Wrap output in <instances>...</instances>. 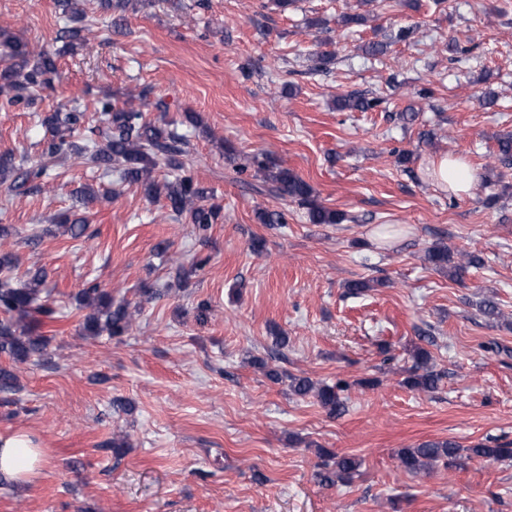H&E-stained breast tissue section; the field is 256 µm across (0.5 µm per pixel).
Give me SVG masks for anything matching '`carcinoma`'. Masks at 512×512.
<instances>
[{
    "label": "carcinoma",
    "mask_w": 512,
    "mask_h": 512,
    "mask_svg": "<svg viewBox=\"0 0 512 512\" xmlns=\"http://www.w3.org/2000/svg\"><path fill=\"white\" fill-rule=\"evenodd\" d=\"M61 13L76 22L72 27L60 31L59 39L63 49L72 51L87 46L82 38V28L77 26L84 18L77 11L74 0H56ZM0 93L11 94L9 103L31 108L37 100V93L49 87L57 74L56 55L31 46L20 35L7 28H0ZM143 93H130L120 103L109 98L94 102L96 125L89 128L90 143L81 145L73 140L74 133L87 123V107L74 106L56 110L38 119L46 128L39 165H30L13 153H0V185L18 195L27 194L40 186L50 176L55 162L73 158L84 165L116 171L121 179L138 183L146 195L161 201L176 215L186 216L198 231L205 232L217 222L220 208L203 204L204 189L198 187L190 169L179 160L185 153L186 141L174 129L162 128L147 120L144 111ZM379 100L361 96L343 99L341 108L366 112L377 107ZM496 160L503 166H512V134H506L497 141ZM176 169L178 174L171 180L158 181L154 177L160 159ZM255 172L260 174L268 191L278 197H289L307 209L309 221L313 224H339L344 216L317 202L312 187L290 169L264 157L251 160ZM64 232L79 238L86 231V220L79 217L60 222ZM427 260L438 269H448L453 279H461L470 267L481 265V259L468 254L466 258L453 261L448 247L435 245L428 249ZM17 259L9 252L0 255V354H5L14 364H24L34 357L46 354L49 339L36 332L37 316L49 317L52 307L43 300L47 274L42 268L29 269L23 276H14ZM75 300L79 307L90 309L82 322V331L87 336L106 334L119 337L133 326V315L124 304H115L112 297L96 285L79 291ZM429 353L422 347L414 352L415 373L406 379L414 389L432 390L436 387L438 375L428 368ZM291 389L298 396L315 394L321 406L334 415L341 411L343 402L339 392L344 390L340 382L334 386L316 385L308 377H294ZM328 462L318 473L321 482L333 485L339 479L357 471L359 463L353 456L324 454ZM512 457V448L490 447L477 444L462 449L451 441H426L415 448H403L398 458L401 467L411 473H418L428 466L443 462L453 468L460 460L479 458L498 461Z\"/></svg>",
    "instance_id": "1"
}]
</instances>
